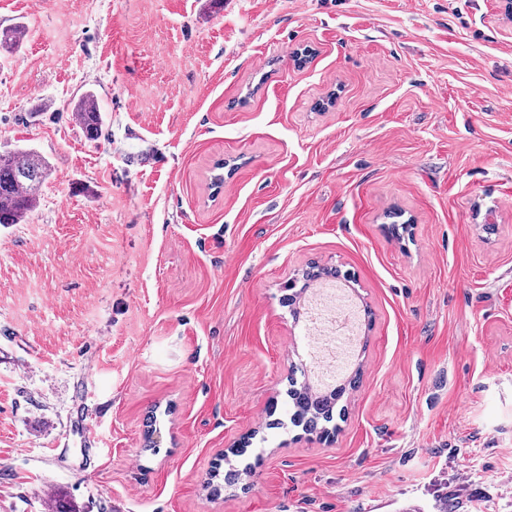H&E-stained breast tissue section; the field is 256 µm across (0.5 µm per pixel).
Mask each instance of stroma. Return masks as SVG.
Wrapping results in <instances>:
<instances>
[{
	"label": "stroma",
	"instance_id": "1",
	"mask_svg": "<svg viewBox=\"0 0 512 512\" xmlns=\"http://www.w3.org/2000/svg\"><path fill=\"white\" fill-rule=\"evenodd\" d=\"M20 23L0 153L51 174L0 225V512H512L503 0H0ZM313 266L371 311L327 441L283 421ZM74 111L87 133L97 138L101 134L103 119L97 107L94 92L86 91L75 104Z\"/></svg>",
	"mask_w": 512,
	"mask_h": 512
}]
</instances>
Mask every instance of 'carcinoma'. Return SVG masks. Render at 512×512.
I'll return each mask as SVG.
<instances>
[{
  "label": "carcinoma",
  "mask_w": 512,
  "mask_h": 512,
  "mask_svg": "<svg viewBox=\"0 0 512 512\" xmlns=\"http://www.w3.org/2000/svg\"><path fill=\"white\" fill-rule=\"evenodd\" d=\"M80 124L96 138L101 134L103 119L94 92H85L74 106ZM49 176V164L37 151L21 150L0 154V224H17L36 206L43 183ZM361 375L360 363H353L332 387L315 385L307 379L291 381L288 396L292 400L290 420L302 423L308 433L329 437L330 431L319 421L333 420V410L346 390L354 389Z\"/></svg>",
  "instance_id": "obj_1"
}]
</instances>
